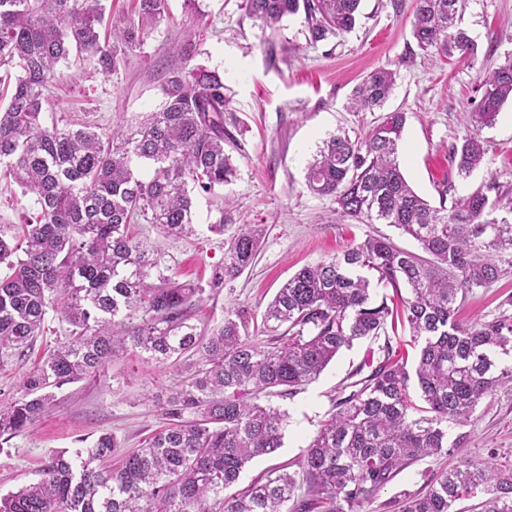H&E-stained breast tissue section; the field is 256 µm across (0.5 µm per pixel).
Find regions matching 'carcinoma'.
<instances>
[{
  "label": "carcinoma",
  "mask_w": 512,
  "mask_h": 512,
  "mask_svg": "<svg viewBox=\"0 0 512 512\" xmlns=\"http://www.w3.org/2000/svg\"><path fill=\"white\" fill-rule=\"evenodd\" d=\"M467 0H416L412 25L426 52L472 55L461 27ZM361 0H242L246 15L275 29L304 14L311 44L354 29ZM103 0H0V68L19 69L0 107V177L34 199L36 219L14 241L0 236V355H20L44 329L48 311L70 326L66 342L27 373L18 396L0 405V436L14 435L55 406L54 390L81 380L132 351L146 362L199 360L156 406L164 429L120 456L105 433L73 460L50 456L39 479L0 497V512H361L402 471L424 458L463 451L467 435L448 441V426L467 424L483 400L512 386V314L462 323L466 296L512 268V207L491 216L496 202L476 191L439 206L419 196L398 161L406 123L384 114L363 137L323 141L307 185L332 196L345 217L389 224L413 238L405 250L384 235L368 236L342 254L308 265L266 305L257 333L251 311H225L204 334L191 323L204 289L180 284L169 265L130 226L142 219L171 237L196 233L192 193L212 194L236 177L224 153V78L202 66L171 72L161 108L135 127L111 133L46 124L44 91L60 64L88 60L110 73L166 14V0H134L137 22L104 25ZM390 69L371 71L347 108L373 112L395 86ZM471 129L452 145L451 161L466 176L486 154L480 132L512 101V59L479 78ZM151 175L144 177L140 169ZM259 224L242 221L213 271L210 290L238 277L255 259ZM398 302L374 303L372 286ZM406 288L409 297L401 294ZM408 325L418 347L409 354L385 338L381 356L353 373L298 463L303 482L273 467L230 497L252 459L283 445L288 412L269 403L292 397L357 340ZM512 512V462L495 452L479 464L463 456L438 471L399 512Z\"/></svg>",
  "instance_id": "cac0c4a2"
}]
</instances>
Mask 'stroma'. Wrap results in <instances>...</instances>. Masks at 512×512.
I'll use <instances>...</instances> for the list:
<instances>
[{"instance_id": "stroma-1", "label": "stroma", "mask_w": 512, "mask_h": 512, "mask_svg": "<svg viewBox=\"0 0 512 512\" xmlns=\"http://www.w3.org/2000/svg\"><path fill=\"white\" fill-rule=\"evenodd\" d=\"M241 0H167V12L144 44L128 53L117 71L89 76V64L71 63L46 92V113L59 124H85L99 131L139 122L159 109L169 72L196 66L224 77V151L237 168L234 181L212 195L194 198V235L167 237L149 224L132 225L135 236L164 253L178 282L205 287L194 316L199 331L224 320L225 310L247 306L261 316L278 288L297 270L342 253L369 234L385 235L409 251L417 243L386 224H367L340 216L333 197L312 193L306 167L322 140L338 130L366 133L379 114L347 110L362 78L384 67L396 74L384 110H401L407 123L400 147L401 169L417 194L438 204L441 190L462 196L482 189L500 206L512 204V103H506L492 128L483 130L487 154L470 176H459L449 150L465 133L468 112L480 94L477 77L512 56V0H468L461 26L475 41L474 56L433 58L412 36L415 0H362L355 28L343 37L311 44L303 16L284 18L277 30L245 17ZM192 41L196 53L183 59L176 45ZM229 205L233 217L223 233L209 231ZM35 208L31 196L0 179V233L12 236L23 214ZM264 227L259 252L239 277L216 291L207 286L224 262L225 244L236 220ZM512 295V270L488 288L469 294L458 312L470 323L497 313ZM68 336V326L48 313L45 331L23 357L0 358V404L10 402L23 376L37 367ZM375 341L365 339L341 350L321 375L295 396L274 398L287 410L283 446L271 456L250 461L236 489H243L271 467L296 464L318 422L340 397L351 373L370 361ZM188 359L174 366L145 362L124 353L104 369L55 392L54 409L11 439L0 437V494L36 479L44 460L59 451L76 453L104 432L116 437L121 452L141 447L164 421L151 402L181 379ZM465 452L486 459L489 450L512 455V387L499 389L478 407L465 428ZM452 457H431L403 471L362 512H397L392 502L402 492L417 493L423 474L455 465Z\"/></svg>"}]
</instances>
